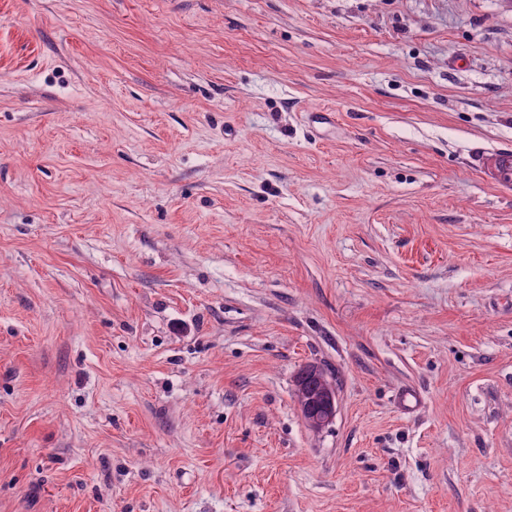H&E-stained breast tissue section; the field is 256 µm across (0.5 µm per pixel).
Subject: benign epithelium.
I'll return each mask as SVG.
<instances>
[{
  "label": "benign epithelium",
  "mask_w": 512,
  "mask_h": 512,
  "mask_svg": "<svg viewBox=\"0 0 512 512\" xmlns=\"http://www.w3.org/2000/svg\"><path fill=\"white\" fill-rule=\"evenodd\" d=\"M295 395L306 425L315 431L333 422L336 416V386L317 364H308L295 378Z\"/></svg>",
  "instance_id": "7a95c632"
}]
</instances>
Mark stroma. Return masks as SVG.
Returning a JSON list of instances; mask_svg holds the SVG:
<instances>
[{"label":"stroma","mask_w":512,"mask_h":512,"mask_svg":"<svg viewBox=\"0 0 512 512\" xmlns=\"http://www.w3.org/2000/svg\"><path fill=\"white\" fill-rule=\"evenodd\" d=\"M511 150L512 0H0V512H512ZM295 395L306 425L315 431L333 422L336 416V386L317 364L305 365L295 378Z\"/></svg>","instance_id":"1"}]
</instances>
